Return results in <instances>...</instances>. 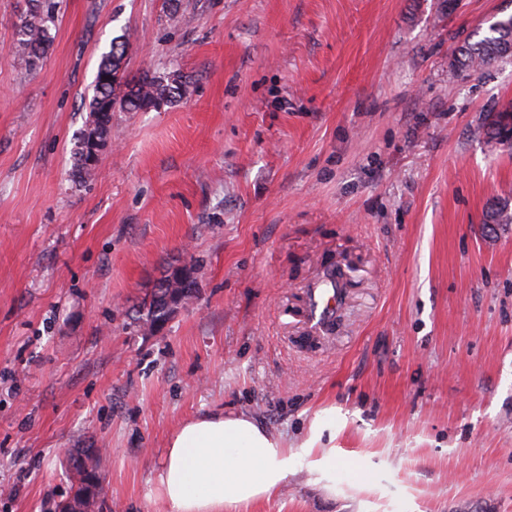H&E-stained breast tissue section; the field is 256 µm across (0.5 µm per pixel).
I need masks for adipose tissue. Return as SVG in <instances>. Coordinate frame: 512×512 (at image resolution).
<instances>
[{
	"instance_id": "ef3b65f1",
	"label": "adipose tissue",
	"mask_w": 512,
	"mask_h": 512,
	"mask_svg": "<svg viewBox=\"0 0 512 512\" xmlns=\"http://www.w3.org/2000/svg\"><path fill=\"white\" fill-rule=\"evenodd\" d=\"M326 477V457L304 459L245 415L205 414L171 437L158 477L167 512H235L275 496L301 466Z\"/></svg>"
}]
</instances>
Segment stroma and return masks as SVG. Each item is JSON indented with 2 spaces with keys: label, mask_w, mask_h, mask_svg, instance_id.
Wrapping results in <instances>:
<instances>
[{
  "label": "stroma",
  "mask_w": 512,
  "mask_h": 512,
  "mask_svg": "<svg viewBox=\"0 0 512 512\" xmlns=\"http://www.w3.org/2000/svg\"><path fill=\"white\" fill-rule=\"evenodd\" d=\"M0 0V512H51L75 448L105 512H165L167 441L244 413L307 468L242 512H512V57L458 48L512 0H63L41 69ZM191 79L112 115L96 179H70L100 57ZM196 298L136 318L168 265ZM342 292L327 326L311 288Z\"/></svg>",
  "instance_id": "obj_1"
}]
</instances>
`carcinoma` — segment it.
<instances>
[{
	"mask_svg": "<svg viewBox=\"0 0 512 512\" xmlns=\"http://www.w3.org/2000/svg\"><path fill=\"white\" fill-rule=\"evenodd\" d=\"M59 9L58 0H27V9L15 24V47L25 69L33 72L42 67L53 44L50 23ZM492 35L475 42H466L459 49L464 64L478 70L498 58L512 56V15L497 21L491 27ZM129 50L125 36L112 39L109 50L102 54L95 76L92 96L88 101V116L73 148L74 182L82 184L92 179L99 168L100 156H91L93 139L106 143L112 138V113L139 112L163 105L174 104L189 93L190 81L178 73H160L146 70L137 77L120 82V70ZM512 111L498 113L488 130L489 138L503 141L512 137V129L504 120ZM483 223L511 224L512 209L508 201H497L486 210ZM180 291L178 284L166 274L150 293L147 312L141 322L153 331L164 328L171 309L169 294ZM100 457L94 448H82L71 455L67 471L71 478L69 494L58 503L59 510L70 506L74 512H99L103 499L99 478Z\"/></svg>",
	"mask_w": 512,
	"mask_h": 512,
	"instance_id": "1",
	"label": "carcinoma"
}]
</instances>
